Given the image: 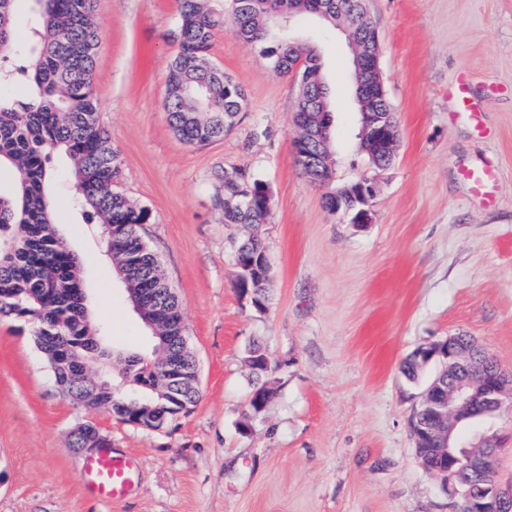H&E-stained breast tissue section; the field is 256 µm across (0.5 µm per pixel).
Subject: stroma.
I'll return each instance as SVG.
<instances>
[{
    "instance_id": "1",
    "label": "stroma",
    "mask_w": 512,
    "mask_h": 512,
    "mask_svg": "<svg viewBox=\"0 0 512 512\" xmlns=\"http://www.w3.org/2000/svg\"><path fill=\"white\" fill-rule=\"evenodd\" d=\"M399 123L393 162L360 148L361 115L345 37L302 18L290 31L323 65L332 112V180L312 183L293 149L296 87L257 47L221 31L212 61L246 91L224 139L187 145L164 110L178 51L177 0H97L101 124L122 160L118 188L149 220L140 228L183 303L199 367L191 411L159 431L90 408L57 388L30 323L0 320V512H455L420 465L412 420L430 380L401 371L417 347L471 337L512 371V0H365ZM467 75L481 105L458 112ZM493 171L483 203L464 169ZM268 185L266 223L228 224L214 203L224 171ZM375 182L372 222L325 206L327 188ZM51 190L70 247L87 257L86 291L117 353L150 352L97 226L82 223L71 163L52 162ZM257 235L273 267L257 311L237 287L235 247ZM260 342L274 397L248 432L244 349ZM94 421L137 466L133 492L103 501L81 482L68 443ZM497 439V471L512 486V404L466 424L468 446Z\"/></svg>"
}]
</instances>
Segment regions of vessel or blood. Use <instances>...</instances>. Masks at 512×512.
Masks as SVG:
<instances>
[{
    "mask_svg": "<svg viewBox=\"0 0 512 512\" xmlns=\"http://www.w3.org/2000/svg\"><path fill=\"white\" fill-rule=\"evenodd\" d=\"M82 480L90 490L106 500L126 497L135 485L131 460L109 448L100 449L87 459Z\"/></svg>",
    "mask_w": 512,
    "mask_h": 512,
    "instance_id": "obj_1",
    "label": "vessel or blood"
}]
</instances>
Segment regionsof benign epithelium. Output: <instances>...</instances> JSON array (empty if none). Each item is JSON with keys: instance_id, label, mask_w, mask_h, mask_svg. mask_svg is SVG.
<instances>
[{"instance_id": "7a95c632", "label": "benign epithelium", "mask_w": 512, "mask_h": 512, "mask_svg": "<svg viewBox=\"0 0 512 512\" xmlns=\"http://www.w3.org/2000/svg\"><path fill=\"white\" fill-rule=\"evenodd\" d=\"M361 4L362 0H350L352 24L341 27V31L353 56L356 97L363 116V147L375 167L382 168L395 152L397 122L395 113L382 108L386 91L379 76L378 33L365 18ZM295 122L296 152L301 165L312 180L328 181L331 153L322 126L315 125L308 112L296 113ZM373 192L371 180L365 179L355 186L336 190V194L325 198V205L332 211L353 213L355 224H369ZM415 355L429 360L436 358L442 364L421 401L426 421L414 433L418 458L428 472L441 480L449 496L459 497L461 512H512V489L503 488L495 472L496 445L486 441L481 445L462 446L459 454H450L456 427L470 415L476 402L497 410L505 399H512V374L498 367L489 369L486 352L462 335L421 346ZM153 356L163 363L165 379L157 382L163 389L197 384L196 372L166 363V339H159ZM140 409L144 413H129L127 423L152 428L156 423L152 408L142 405Z\"/></svg>"}]
</instances>
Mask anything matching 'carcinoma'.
Instances as JSON below:
<instances>
[{"mask_svg": "<svg viewBox=\"0 0 512 512\" xmlns=\"http://www.w3.org/2000/svg\"><path fill=\"white\" fill-rule=\"evenodd\" d=\"M17 0H0V83H25L35 93L30 100L0 96V166L18 175L15 189L0 193V317L35 325L40 347L56 360L54 376L67 395L89 406L122 414L112 392L99 389L81 373L85 365L99 369L121 367L128 384L146 394L162 422L174 421L175 408L193 406L198 392H153L162 373L143 362L144 355L114 354L100 341L104 329L89 315L82 271L84 257L70 248L53 219L47 193L53 154L71 161L80 196L79 206L88 224H97L107 241L112 260L125 287L144 292L158 307L154 322L161 336H177L184 328L182 301L166 295L164 277L155 253L138 233L149 214L136 207L118 189L122 161L107 131L100 125L93 93L99 65L96 0H28L35 15L31 43L14 42ZM210 0H178L175 38L179 52L169 66L164 109L169 125L185 144L224 138V113L236 108L244 88L221 72L205 77L200 65L211 56L216 32L229 29L235 36L260 46L261 55L281 75L305 58L318 69L317 53L288 35V26L275 22L276 13L293 10L295 16H314L325 10L324 24L345 22L347 0H230L226 16ZM265 182L255 175L226 171L217 203L226 224H263L272 200L263 194ZM255 195L253 207L236 208L228 200ZM257 260L267 251L265 242L249 235L238 244ZM272 267L264 265L250 285L251 303L266 307Z\"/></svg>", "mask_w": 512, "mask_h": 512, "instance_id": "1", "label": "carcinoma"}]
</instances>
